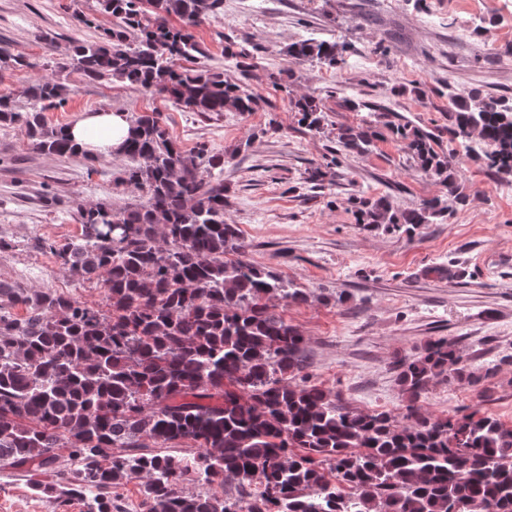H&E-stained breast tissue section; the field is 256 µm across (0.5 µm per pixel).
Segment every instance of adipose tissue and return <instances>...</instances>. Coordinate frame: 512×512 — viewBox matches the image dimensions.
Listing matches in <instances>:
<instances>
[{"label": "adipose tissue", "instance_id": "1", "mask_svg": "<svg viewBox=\"0 0 512 512\" xmlns=\"http://www.w3.org/2000/svg\"><path fill=\"white\" fill-rule=\"evenodd\" d=\"M129 127V113L103 109L84 113L69 126L68 133L85 151L109 156L117 153Z\"/></svg>", "mask_w": 512, "mask_h": 512}]
</instances>
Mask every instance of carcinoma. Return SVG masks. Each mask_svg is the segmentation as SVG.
I'll return each instance as SVG.
<instances>
[{
  "instance_id": "1",
  "label": "carcinoma",
  "mask_w": 512,
  "mask_h": 512,
  "mask_svg": "<svg viewBox=\"0 0 512 512\" xmlns=\"http://www.w3.org/2000/svg\"><path fill=\"white\" fill-rule=\"evenodd\" d=\"M98 6L112 27L76 42L58 71L136 86L190 112L255 111L246 86L183 66L204 54L193 30L224 0ZM343 52L315 39L286 50L329 68L345 63ZM9 66L33 63L0 46V68ZM69 92L59 77L42 78L25 109L0 93V123L40 152L78 155L67 126L44 115ZM448 99V131L465 154L512 180V102L478 90ZM293 109L308 130L323 128L316 99ZM130 122L120 181L145 202L80 206L79 236L36 243L73 280L100 285V303L0 281V471L20 473L62 506L86 500L88 512H114L113 490L134 479L147 512H512V427L413 405L400 419L353 411L318 385L295 383L305 338L272 300L307 295L243 259L240 230L224 220V155L202 144L188 157L152 113ZM377 122L447 193L405 209L385 196L356 198L357 222L389 232L447 222L465 202L453 153L437 152L429 132L394 112ZM376 140L371 124L345 128L336 152L365 153ZM397 364L412 402L450 366L458 379L473 377L446 341ZM183 446L194 452H158Z\"/></svg>"
}]
</instances>
